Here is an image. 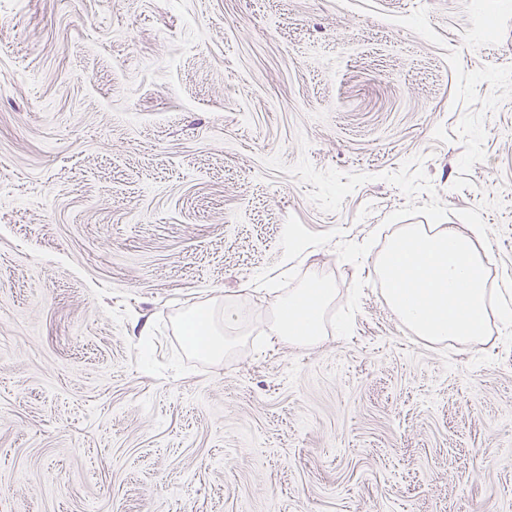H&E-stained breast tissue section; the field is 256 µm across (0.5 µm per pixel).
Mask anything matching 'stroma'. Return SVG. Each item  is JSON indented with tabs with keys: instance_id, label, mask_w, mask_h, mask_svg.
<instances>
[{
	"instance_id": "1",
	"label": "stroma",
	"mask_w": 512,
	"mask_h": 512,
	"mask_svg": "<svg viewBox=\"0 0 512 512\" xmlns=\"http://www.w3.org/2000/svg\"><path fill=\"white\" fill-rule=\"evenodd\" d=\"M403 224L512 278V0H0V512H512V327L415 336ZM333 289L315 281L288 294L282 303L276 341L289 345H311L322 335V317Z\"/></svg>"
}]
</instances>
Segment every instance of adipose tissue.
<instances>
[{
    "mask_svg": "<svg viewBox=\"0 0 512 512\" xmlns=\"http://www.w3.org/2000/svg\"><path fill=\"white\" fill-rule=\"evenodd\" d=\"M481 230L436 224L406 225L375 261L387 284L386 299L417 336L429 341L466 342L483 335L489 316L512 323V308L492 309L487 254ZM333 290L316 281L289 293L281 308L277 341L311 345L322 335V317Z\"/></svg>",
    "mask_w": 512,
    "mask_h": 512,
    "instance_id": "1",
    "label": "adipose tissue"
}]
</instances>
